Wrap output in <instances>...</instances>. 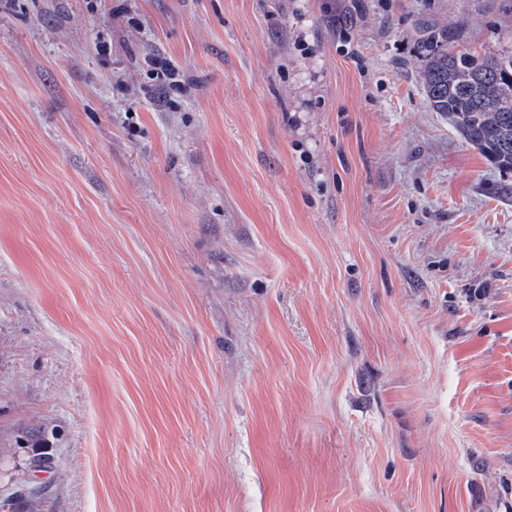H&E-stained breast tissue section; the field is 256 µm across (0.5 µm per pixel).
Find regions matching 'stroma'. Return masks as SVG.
Segmentation results:
<instances>
[{"label":"stroma","instance_id":"stroma-1","mask_svg":"<svg viewBox=\"0 0 512 512\" xmlns=\"http://www.w3.org/2000/svg\"><path fill=\"white\" fill-rule=\"evenodd\" d=\"M427 26L512 0H0V501L512 512V172Z\"/></svg>","mask_w":512,"mask_h":512}]
</instances>
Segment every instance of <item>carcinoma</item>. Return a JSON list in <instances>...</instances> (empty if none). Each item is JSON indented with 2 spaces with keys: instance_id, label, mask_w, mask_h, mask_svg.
I'll use <instances>...</instances> for the list:
<instances>
[{
  "instance_id": "1",
  "label": "carcinoma",
  "mask_w": 512,
  "mask_h": 512,
  "mask_svg": "<svg viewBox=\"0 0 512 512\" xmlns=\"http://www.w3.org/2000/svg\"><path fill=\"white\" fill-rule=\"evenodd\" d=\"M448 42L443 29L420 30L426 99L498 170L512 172V53L478 60Z\"/></svg>"
}]
</instances>
